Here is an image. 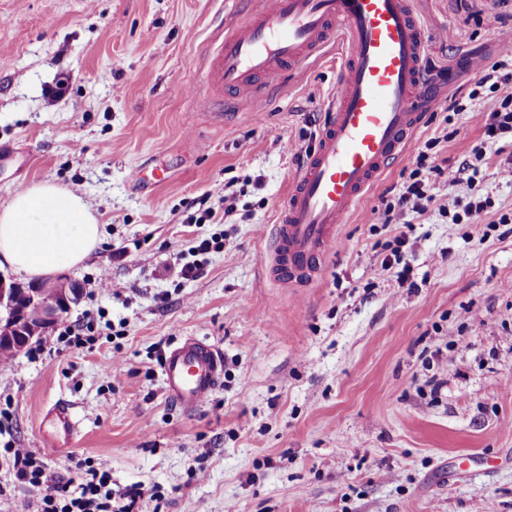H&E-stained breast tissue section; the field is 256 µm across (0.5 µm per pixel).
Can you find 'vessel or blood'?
<instances>
[{
	"label": "vessel or blood",
	"mask_w": 512,
	"mask_h": 512,
	"mask_svg": "<svg viewBox=\"0 0 512 512\" xmlns=\"http://www.w3.org/2000/svg\"><path fill=\"white\" fill-rule=\"evenodd\" d=\"M261 9L213 52L207 86L246 105L283 70L298 71L336 35L348 58L326 104L316 147L293 177L280 208L274 245L264 257L273 281L289 288L322 275L339 224L386 169L409 151L413 135L449 86L468 79L477 60L457 57L427 72L428 38L413 0H261ZM224 361L188 338L164 357L168 399L189 412L211 395Z\"/></svg>",
	"instance_id": "obj_1"
}]
</instances>
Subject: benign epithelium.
<instances>
[{"label":"benign epithelium","instance_id":"1","mask_svg":"<svg viewBox=\"0 0 512 512\" xmlns=\"http://www.w3.org/2000/svg\"><path fill=\"white\" fill-rule=\"evenodd\" d=\"M80 296L81 288L74 282L55 280L26 286L0 275V345L20 353L45 336Z\"/></svg>","mask_w":512,"mask_h":512}]
</instances>
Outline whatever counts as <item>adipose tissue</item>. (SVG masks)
I'll list each match as a JSON object with an SVG mask.
<instances>
[{"instance_id": "obj_1", "label": "adipose tissue", "mask_w": 512, "mask_h": 512, "mask_svg": "<svg viewBox=\"0 0 512 512\" xmlns=\"http://www.w3.org/2000/svg\"><path fill=\"white\" fill-rule=\"evenodd\" d=\"M99 221L82 195L44 181L0 208V267L40 278L77 267L100 243Z\"/></svg>"}]
</instances>
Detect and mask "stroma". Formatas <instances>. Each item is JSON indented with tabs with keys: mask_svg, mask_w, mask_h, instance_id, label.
Returning <instances> with one entry per match:
<instances>
[{
	"mask_svg": "<svg viewBox=\"0 0 512 512\" xmlns=\"http://www.w3.org/2000/svg\"><path fill=\"white\" fill-rule=\"evenodd\" d=\"M429 59L498 60L512 0H416ZM254 0H0V207L49 181L79 188L101 245L66 273H108L71 319L119 335L0 363L6 438L35 449L61 483L80 461L114 491L154 485L139 512H512L511 154L476 112H429L414 139L457 169L474 148L489 207L449 223L437 206L376 223L412 166L402 159L358 203L304 288L263 259L290 178L312 150L344 42L284 74L244 107L204 89L212 44ZM63 97H54L57 87ZM160 173L133 186V170ZM233 210L225 212V193ZM214 219L202 221L205 209ZM410 281L381 268L396 232ZM223 238L204 274L179 252ZM126 255H119V248ZM188 336L217 347L224 376L197 410L166 397L161 365ZM68 402L64 435L47 408ZM480 478L448 482L449 465Z\"/></svg>",
	"mask_w": 512,
	"mask_h": 512,
	"instance_id": "1",
	"label": "stroma"
}]
</instances>
